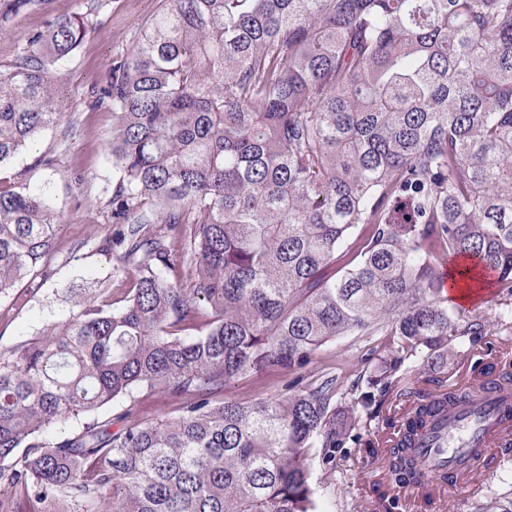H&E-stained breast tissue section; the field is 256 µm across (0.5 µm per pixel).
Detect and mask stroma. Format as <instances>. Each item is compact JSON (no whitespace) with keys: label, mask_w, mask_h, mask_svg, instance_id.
Wrapping results in <instances>:
<instances>
[{"label":"stroma","mask_w":512,"mask_h":512,"mask_svg":"<svg viewBox=\"0 0 512 512\" xmlns=\"http://www.w3.org/2000/svg\"><path fill=\"white\" fill-rule=\"evenodd\" d=\"M158 5L159 0H102L101 8L90 18L93 30L84 44L57 66L67 102L64 121L73 125L72 134H65L63 127L46 130L34 149L0 165V178H18L48 191L64 224L51 273L25 310L16 311L11 298L0 299V348L17 345L47 324L76 314L71 291L95 294L116 283L112 262L97 250L109 229L107 202L116 180L109 154L112 109L106 104L91 107L90 100L93 91L106 84L113 57L133 46L142 24ZM85 10L84 0H47L42 7L17 16L11 34L0 36V69L12 62L23 38L43 27L48 18ZM46 153L53 159L47 166L38 162ZM466 309L483 320L484 335L462 338L456 356L443 368L413 362L403 387H416L421 376L467 385L487 365L512 363V295L493 283L477 292ZM386 354L383 335L341 336L323 345L301 373L314 377L339 361L357 369L362 359ZM290 377V372L276 371L238 378L227 384L224 396L241 402L270 399L282 393ZM403 405V399L387 397L380 417L360 418L352 440L337 449L335 456L326 460L313 453L311 481L317 512H413L389 461L366 452L376 439L393 437V418ZM493 454L500 463L493 481L480 495L450 497L448 504L454 512H512V448H497Z\"/></svg>","instance_id":"stroma-1"}]
</instances>
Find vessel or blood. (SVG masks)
<instances>
[{"instance_id": "vessel-or-blood-1", "label": "vessel or blood", "mask_w": 512, "mask_h": 512, "mask_svg": "<svg viewBox=\"0 0 512 512\" xmlns=\"http://www.w3.org/2000/svg\"><path fill=\"white\" fill-rule=\"evenodd\" d=\"M510 436L512 391L482 394L437 414L414 438L420 476L405 484V493L417 500L443 483L458 491L471 489L478 462Z\"/></svg>"}]
</instances>
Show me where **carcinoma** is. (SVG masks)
I'll return each mask as SVG.
<instances>
[{
	"instance_id": "1",
	"label": "carcinoma",
	"mask_w": 512,
	"mask_h": 512,
	"mask_svg": "<svg viewBox=\"0 0 512 512\" xmlns=\"http://www.w3.org/2000/svg\"><path fill=\"white\" fill-rule=\"evenodd\" d=\"M41 3L0 0V35ZM99 7L49 18L0 72V164L61 123L54 65ZM105 101L115 230L97 249L134 278L0 349V512H316L310 450L343 447L411 356L443 366L485 333L438 267L470 279L468 257L512 292V0H160ZM59 220L0 181V297L19 311ZM380 330L390 354L355 378L224 398ZM142 393L176 407L112 430L105 410ZM461 398L428 392L402 425ZM380 452L412 473L404 446Z\"/></svg>"
}]
</instances>
